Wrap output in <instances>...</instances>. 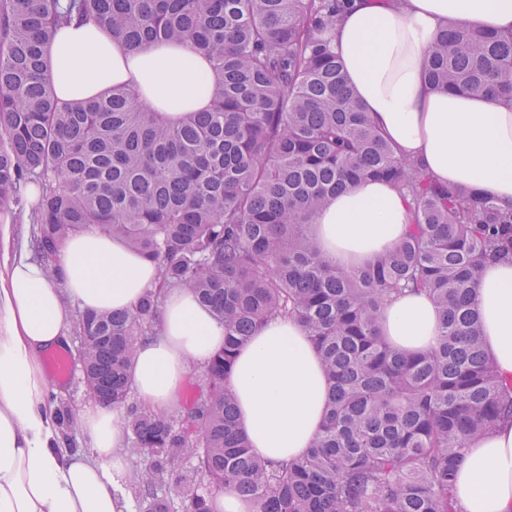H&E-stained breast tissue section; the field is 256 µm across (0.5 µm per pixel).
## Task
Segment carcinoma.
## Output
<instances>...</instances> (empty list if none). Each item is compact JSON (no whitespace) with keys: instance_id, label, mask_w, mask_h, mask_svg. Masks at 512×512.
Instances as JSON below:
<instances>
[{"instance_id":"obj_1","label":"carcinoma","mask_w":512,"mask_h":512,"mask_svg":"<svg viewBox=\"0 0 512 512\" xmlns=\"http://www.w3.org/2000/svg\"><path fill=\"white\" fill-rule=\"evenodd\" d=\"M340 10L341 0H0V214L31 206V245L50 271L62 242L90 228L157 265V289L133 309L81 311L73 332L88 395L121 411L150 460L147 483L171 486L182 512H212L219 489L255 512H458L463 449L512 418V379L486 351L476 292L486 263L512 258V211L396 154L332 49ZM74 17L129 53L188 44L212 69L211 108L170 121L125 87L60 102L48 50ZM428 58L434 89L512 104V32L450 22ZM364 179L402 193L412 224L345 269L318 249L310 220ZM168 289L193 293L224 326V347L194 369L193 399L158 413L128 399L136 342L158 333ZM406 290L439 314L426 351L379 334L386 302ZM275 317L303 325L331 382L322 431L297 461L252 453L225 386L237 352ZM144 512L175 505L153 491Z\"/></svg>"}]
</instances>
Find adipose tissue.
Segmentation results:
<instances>
[{
  "mask_svg": "<svg viewBox=\"0 0 512 512\" xmlns=\"http://www.w3.org/2000/svg\"><path fill=\"white\" fill-rule=\"evenodd\" d=\"M512 31V0H351L331 32L349 83L399 156L419 161L440 184L463 185L512 207V105L433 89L426 50L448 20ZM48 78L61 102H88L127 86L142 105L176 117L211 104V67L182 43L125 52L94 22L72 21L49 49ZM403 195L364 181L336 196L311 234L336 264L351 268L406 234ZM156 266L119 238L69 236L55 271L29 257L0 265V512H132L119 489L126 476V429L110 405L81 418L87 451L68 448L47 401L56 382L46 357L69 344L64 299L81 309L133 308L155 287ZM484 343L512 377V261L487 265L477 286ZM159 333L139 341L132 382L155 411L176 404L192 365L224 343V328L187 290L162 304ZM438 314L426 294L387 302L381 334L415 352L436 342ZM252 451L271 461L302 457L316 440L330 383L320 356L294 319L264 324L240 350L227 381ZM461 512H512V419L466 448L456 477Z\"/></svg>",
  "mask_w": 512,
  "mask_h": 512,
  "instance_id": "ef3b65f1",
  "label": "adipose tissue"
}]
</instances>
